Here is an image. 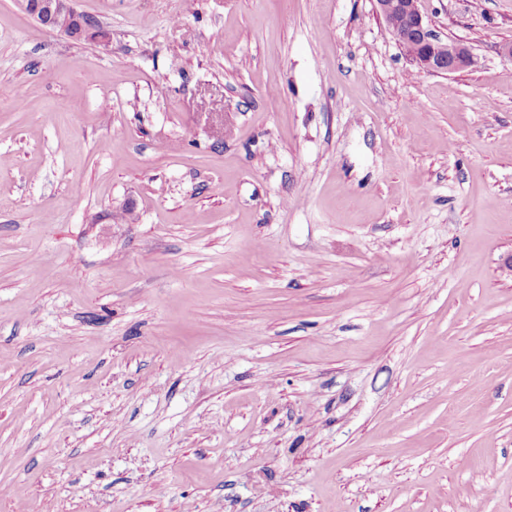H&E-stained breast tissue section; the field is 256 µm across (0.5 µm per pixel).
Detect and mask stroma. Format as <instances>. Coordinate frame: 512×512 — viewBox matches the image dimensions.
<instances>
[{
	"mask_svg": "<svg viewBox=\"0 0 512 512\" xmlns=\"http://www.w3.org/2000/svg\"><path fill=\"white\" fill-rule=\"evenodd\" d=\"M0 0V512H512V0ZM495 103L484 110L482 99ZM26 10L38 21L45 25L51 23H70L78 22L79 30L74 34V38L95 39L97 37L105 38L106 34L101 30L84 27L79 20V12L75 7V0H26ZM400 1V2H398ZM376 13L386 22L388 14L395 8L407 19L405 28L388 26L408 59L420 71L427 73H453L476 63L471 48L458 40H442L433 34L429 23L419 8V0H374ZM417 42L419 51L409 50Z\"/></svg>",
	"mask_w": 512,
	"mask_h": 512,
	"instance_id": "stroma-1",
	"label": "stroma"
}]
</instances>
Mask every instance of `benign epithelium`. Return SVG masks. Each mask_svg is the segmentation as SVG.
<instances>
[{
  "mask_svg": "<svg viewBox=\"0 0 512 512\" xmlns=\"http://www.w3.org/2000/svg\"><path fill=\"white\" fill-rule=\"evenodd\" d=\"M376 13L387 19L393 9L407 19L406 27L391 29L408 59L427 73H453L476 63L471 48L458 40H442L433 34L419 8V0H374ZM26 10L39 22L79 21L75 0H25Z\"/></svg>",
  "mask_w": 512,
  "mask_h": 512,
  "instance_id": "benign-epithelium-1",
  "label": "benign epithelium"
}]
</instances>
